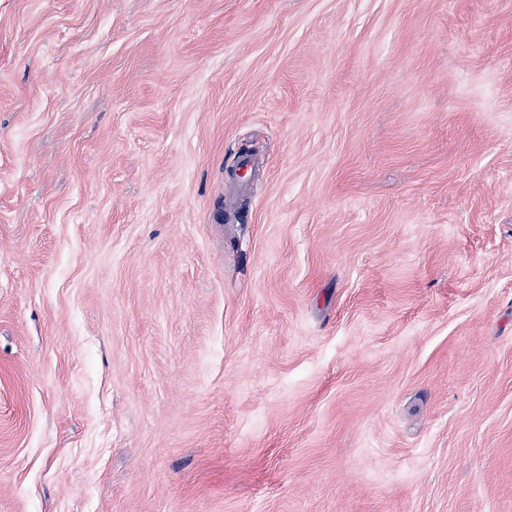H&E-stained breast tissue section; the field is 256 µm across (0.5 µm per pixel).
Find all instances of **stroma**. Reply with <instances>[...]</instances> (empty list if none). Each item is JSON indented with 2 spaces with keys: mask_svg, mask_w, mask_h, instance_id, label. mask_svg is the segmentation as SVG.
<instances>
[{
  "mask_svg": "<svg viewBox=\"0 0 512 512\" xmlns=\"http://www.w3.org/2000/svg\"><path fill=\"white\" fill-rule=\"evenodd\" d=\"M0 512H512V0H0Z\"/></svg>",
  "mask_w": 512,
  "mask_h": 512,
  "instance_id": "stroma-1",
  "label": "stroma"
}]
</instances>
